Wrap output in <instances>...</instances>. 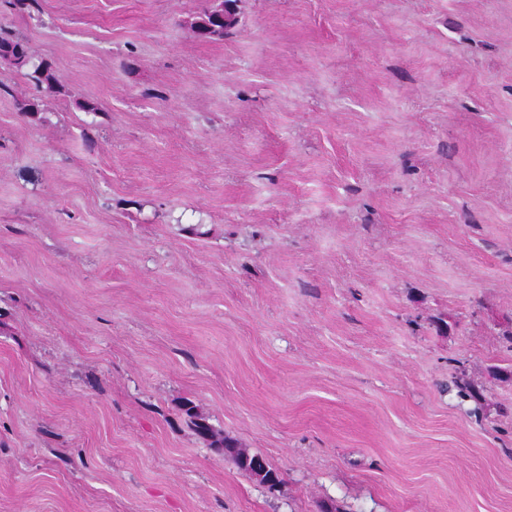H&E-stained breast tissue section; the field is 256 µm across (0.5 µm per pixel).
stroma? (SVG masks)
<instances>
[{"mask_svg": "<svg viewBox=\"0 0 512 512\" xmlns=\"http://www.w3.org/2000/svg\"><path fill=\"white\" fill-rule=\"evenodd\" d=\"M220 2L0 0V512H512V0ZM231 27L235 24L233 18L229 22L224 23V2L216 9L206 11L192 28L194 33L201 38H213L224 36V25ZM0 60L7 61L17 70L27 69L31 65L25 41L11 34L0 33ZM219 444L220 447L225 448L224 458L232 463L237 469L248 473L259 484L263 485V482L256 478L254 463L260 462V460H262L268 468L265 475L271 476L275 479L276 484H279L280 479L277 471L269 465L264 457L259 454H251L249 451L239 448L233 440L226 437H224V440H221Z\"/></svg>", "mask_w": 512, "mask_h": 512, "instance_id": "1", "label": "stroma"}]
</instances>
